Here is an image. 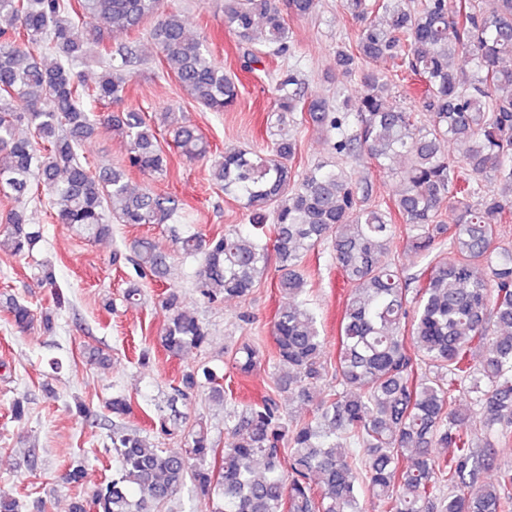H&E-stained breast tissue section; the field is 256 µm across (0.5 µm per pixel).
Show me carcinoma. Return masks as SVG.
Returning a JSON list of instances; mask_svg holds the SVG:
<instances>
[{"instance_id":"1","label":"carcinoma","mask_w":512,"mask_h":512,"mask_svg":"<svg viewBox=\"0 0 512 512\" xmlns=\"http://www.w3.org/2000/svg\"><path fill=\"white\" fill-rule=\"evenodd\" d=\"M113 36L153 21L149 35L165 67L201 107L223 112L239 100V80L191 37L182 15L160 0H78ZM361 23L356 39L336 47V73L356 81L360 94H336V104L308 99L296 68L280 70L273 91L278 108L301 126L334 135L339 155L365 156L399 178L390 204L366 205L360 183L343 169L293 167L297 140L281 132L263 152L230 148L214 159L224 193L249 212V224L206 238L189 230L173 243L198 262L196 284L209 302L245 298L275 256L277 288L289 297L274 316L272 356L245 341L232 369L249 377L266 362L312 414L288 419L273 397L242 406L224 419V448L203 428L188 432L182 453L159 447L142 430L114 425L118 465L70 512H161L186 483L211 512H512V467L496 463L512 440V245L501 227L512 223V0H343ZM79 11V12H81ZM71 0H0V190L17 207L0 213V251L30 257L43 238L27 222L24 204L45 201L56 222L99 240L120 224L182 223L172 196L131 186L122 164L91 169L77 155L80 142L105 129L128 146L130 163L148 175L167 171L156 127L143 112L121 104L129 92L124 67L135 49L117 50L121 63L98 54L104 71L94 86L75 72L90 55V38ZM224 21L247 50L246 69L289 51L290 29L276 0H224ZM473 63L461 79L455 60ZM379 59L417 82L424 120L388 104L392 83L364 64ZM182 156L210 154L194 126L161 114ZM461 148L448 158L445 144ZM496 189L484 192L479 178ZM455 223L439 220L443 209ZM407 226L406 247L431 257L425 270L405 274L388 260L396 219ZM329 243L351 287L340 324L336 359L307 302L305 257ZM139 274L163 277L166 257L149 239L132 246ZM34 310L11 298L6 311L24 333L35 320L49 329L61 307ZM158 343L170 357L202 348V323L183 310L170 288ZM331 377L335 385L324 388ZM224 396L222 377L204 366L182 374L174 392L188 398L200 380ZM468 404L458 402L461 394ZM108 411H131L116 395ZM182 420L156 413L155 427L171 435ZM484 442L471 438L473 426ZM448 453L434 455V449ZM495 472V482L484 481Z\"/></svg>"}]
</instances>
